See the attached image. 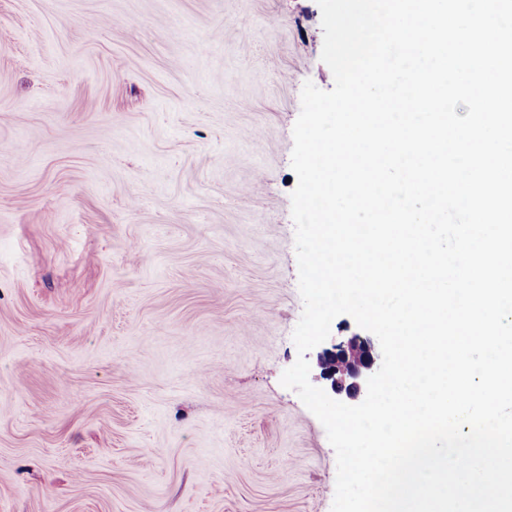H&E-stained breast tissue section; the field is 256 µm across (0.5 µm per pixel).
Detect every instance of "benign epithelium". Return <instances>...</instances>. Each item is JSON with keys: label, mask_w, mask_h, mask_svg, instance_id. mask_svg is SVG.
<instances>
[{"label": "benign epithelium", "mask_w": 512, "mask_h": 512, "mask_svg": "<svg viewBox=\"0 0 512 512\" xmlns=\"http://www.w3.org/2000/svg\"><path fill=\"white\" fill-rule=\"evenodd\" d=\"M321 375L331 381L333 391L354 396L367 387V371L374 365L369 339L354 336L346 342L335 343L318 355Z\"/></svg>", "instance_id": "1"}]
</instances>
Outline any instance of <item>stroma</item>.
Segmentation results:
<instances>
[{
	"label": "stroma",
	"mask_w": 512,
	"mask_h": 512,
	"mask_svg": "<svg viewBox=\"0 0 512 512\" xmlns=\"http://www.w3.org/2000/svg\"><path fill=\"white\" fill-rule=\"evenodd\" d=\"M317 0H0V512H331L297 359Z\"/></svg>",
	"instance_id": "obj_1"
}]
</instances>
